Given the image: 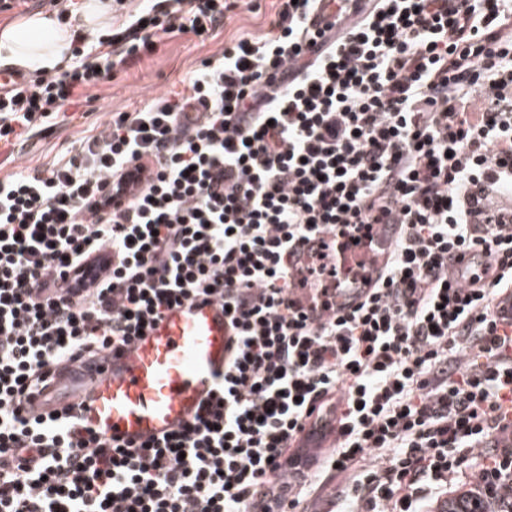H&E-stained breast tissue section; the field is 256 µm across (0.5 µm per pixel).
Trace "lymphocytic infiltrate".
<instances>
[{
	"mask_svg": "<svg viewBox=\"0 0 512 512\" xmlns=\"http://www.w3.org/2000/svg\"><path fill=\"white\" fill-rule=\"evenodd\" d=\"M245 2L153 0L75 31L66 67L0 90V142ZM509 189L512 0H275L183 91L0 179V512H309L334 476L356 512H420L461 476L511 486ZM378 224L401 227L392 260L336 316L339 256ZM472 249L488 263L449 267ZM202 296L235 336L214 400L132 449L81 428L82 387L55 369ZM331 423L324 457L293 453Z\"/></svg>",
	"mask_w": 512,
	"mask_h": 512,
	"instance_id": "1",
	"label": "lymphocytic infiltrate"
}]
</instances>
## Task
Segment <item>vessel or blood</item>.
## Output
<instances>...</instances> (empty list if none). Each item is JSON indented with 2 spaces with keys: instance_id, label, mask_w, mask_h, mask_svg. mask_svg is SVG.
Segmentation results:
<instances>
[{
  "instance_id": "obj_1",
  "label": "vessel or blood",
  "mask_w": 512,
  "mask_h": 512,
  "mask_svg": "<svg viewBox=\"0 0 512 512\" xmlns=\"http://www.w3.org/2000/svg\"><path fill=\"white\" fill-rule=\"evenodd\" d=\"M398 236V225H377L363 277L332 300L337 313H349L364 300ZM231 339L224 310L214 301L198 298L165 310L144 336L120 351L73 364L88 383V394L75 409L81 425L125 447L179 428L215 398ZM331 441L306 433L296 448L312 458L324 455Z\"/></svg>"
}]
</instances>
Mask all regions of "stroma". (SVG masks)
Masks as SVG:
<instances>
[{
    "label": "stroma",
    "mask_w": 512,
    "mask_h": 512,
    "mask_svg": "<svg viewBox=\"0 0 512 512\" xmlns=\"http://www.w3.org/2000/svg\"><path fill=\"white\" fill-rule=\"evenodd\" d=\"M273 14L272 0H253L251 8L237 9L220 37L172 39L157 53L143 56L136 66L117 73L112 81L84 91L80 101L53 126L28 134L13 151L0 152V177L45 167L82 138L97 134L110 113L132 112L153 97L181 90L184 79L202 59L220 53L225 42L240 34L265 33Z\"/></svg>",
    "instance_id": "1"
}]
</instances>
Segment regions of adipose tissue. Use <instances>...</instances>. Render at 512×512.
<instances>
[{
  "label": "adipose tissue",
  "mask_w": 512,
  "mask_h": 512,
  "mask_svg": "<svg viewBox=\"0 0 512 512\" xmlns=\"http://www.w3.org/2000/svg\"><path fill=\"white\" fill-rule=\"evenodd\" d=\"M112 12L111 0H81L69 22L62 23L50 14L36 13L21 25L0 28V64L28 71L64 65L70 58L74 25L85 30H100Z\"/></svg>",
  "instance_id": "ef3b65f1"
}]
</instances>
